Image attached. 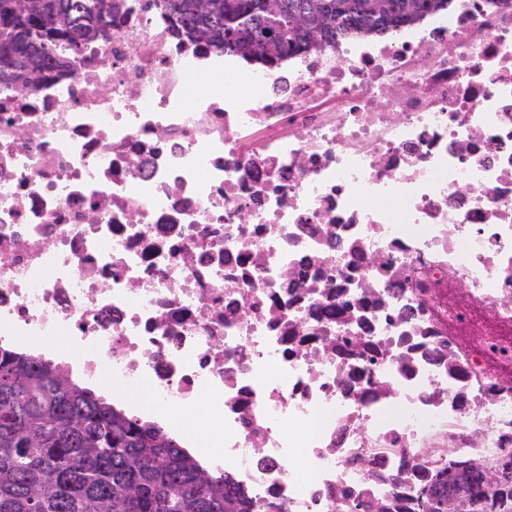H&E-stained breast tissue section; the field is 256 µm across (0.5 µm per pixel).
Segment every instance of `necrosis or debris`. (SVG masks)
Returning <instances> with one entry per match:
<instances>
[{"label":"necrosis or debris","mask_w":512,"mask_h":512,"mask_svg":"<svg viewBox=\"0 0 512 512\" xmlns=\"http://www.w3.org/2000/svg\"><path fill=\"white\" fill-rule=\"evenodd\" d=\"M113 2L70 76L0 83V346L260 512H415L449 449L512 454V0L275 68Z\"/></svg>","instance_id":"4bbe7bcc"}]
</instances>
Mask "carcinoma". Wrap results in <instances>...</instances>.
<instances>
[{"instance_id": "cac0c4a2", "label": "carcinoma", "mask_w": 512, "mask_h": 512, "mask_svg": "<svg viewBox=\"0 0 512 512\" xmlns=\"http://www.w3.org/2000/svg\"><path fill=\"white\" fill-rule=\"evenodd\" d=\"M178 33L266 67L308 52L290 27L299 15L326 25L324 46L353 34L384 33L412 24L451 0H278L270 15L261 0H218L205 12L191 0H163ZM20 0H0V53L21 54L28 74L62 77L66 56L112 26V0H34L26 28L3 20ZM243 27L238 44L225 35ZM446 475L421 491L422 512H512V458L489 487L479 470ZM454 499L448 508V499ZM0 512H258L230 476L204 467L164 429L127 415L52 365L0 346Z\"/></svg>"}]
</instances>
